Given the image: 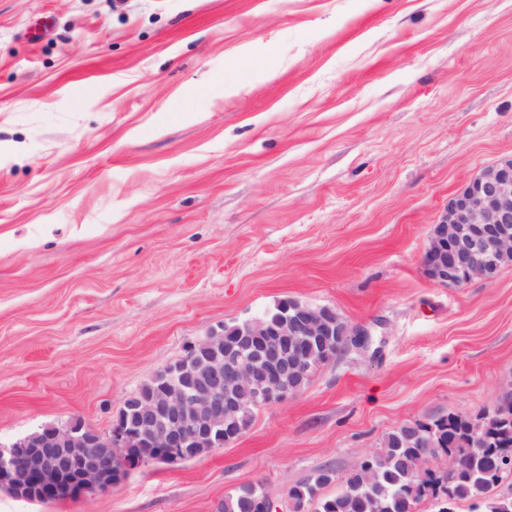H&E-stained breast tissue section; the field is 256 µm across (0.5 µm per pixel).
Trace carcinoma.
Segmentation results:
<instances>
[{
	"label": "carcinoma",
	"instance_id": "1",
	"mask_svg": "<svg viewBox=\"0 0 512 512\" xmlns=\"http://www.w3.org/2000/svg\"><path fill=\"white\" fill-rule=\"evenodd\" d=\"M346 323L336 318V335L328 338L335 357L348 348L342 335ZM248 403L234 427L224 432V443L235 440L249 425L255 407L249 391L241 392ZM448 458V469L420 470L418 463L430 449ZM512 476V396L493 411L479 417L442 415L429 422L415 421L389 433L381 451L364 459L345 480L341 492L322 498L319 490L335 481L325 466L310 482L288 489L293 512H416L424 498L436 502L437 512H456L462 500L480 503L483 512H512V496L488 497L487 493ZM268 495L253 486L241 488L217 506V512H267Z\"/></svg>",
	"mask_w": 512,
	"mask_h": 512
}]
</instances>
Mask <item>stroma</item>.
<instances>
[{
	"instance_id": "obj_1",
	"label": "stroma",
	"mask_w": 512,
	"mask_h": 512,
	"mask_svg": "<svg viewBox=\"0 0 512 512\" xmlns=\"http://www.w3.org/2000/svg\"><path fill=\"white\" fill-rule=\"evenodd\" d=\"M512 156V0H0V442L125 399L285 299L370 333L234 441L0 512L334 496L404 423L512 389V265L459 288L443 207Z\"/></svg>"
}]
</instances>
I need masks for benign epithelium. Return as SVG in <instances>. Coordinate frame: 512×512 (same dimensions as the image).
I'll list each match as a JSON object with an SVG mask.
<instances>
[{
  "mask_svg": "<svg viewBox=\"0 0 512 512\" xmlns=\"http://www.w3.org/2000/svg\"><path fill=\"white\" fill-rule=\"evenodd\" d=\"M512 255V157L483 168L448 201L429 235L424 266L443 286H461L475 278L491 279L500 257ZM291 313L246 320L241 336H265L263 348L247 345L224 350V329L191 343L169 367L167 382L146 398L131 396L123 408L135 417L128 425L116 419L103 435L70 421L46 426L10 444H0V488L23 496L21 472L46 491L58 488L63 475L75 472L72 493L106 491L120 478L125 454L104 448L133 445L164 452L170 463L183 461L185 449L208 445L224 435L244 406L235 396L243 384L254 388L253 404L264 407L297 394L288 378L305 374V342L334 335V310L298 300L287 301Z\"/></svg>",
  "mask_w": 512,
  "mask_h": 512,
  "instance_id": "obj_1",
  "label": "benign epithelium"
}]
</instances>
